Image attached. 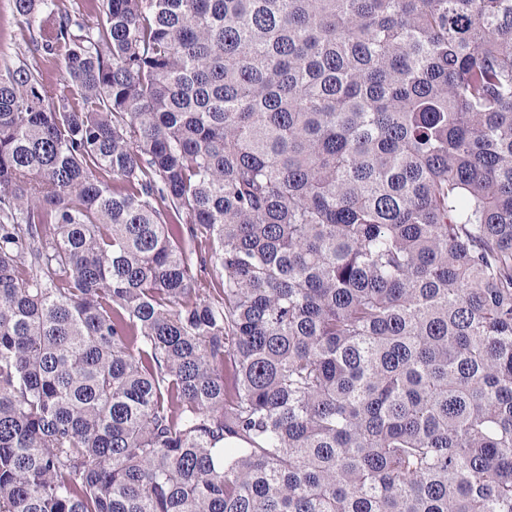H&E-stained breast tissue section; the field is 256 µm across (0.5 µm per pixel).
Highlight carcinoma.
Listing matches in <instances>:
<instances>
[{"mask_svg": "<svg viewBox=\"0 0 512 512\" xmlns=\"http://www.w3.org/2000/svg\"><path fill=\"white\" fill-rule=\"evenodd\" d=\"M11 3L0 512H512V0Z\"/></svg>", "mask_w": 512, "mask_h": 512, "instance_id": "cac0c4a2", "label": "carcinoma"}]
</instances>
